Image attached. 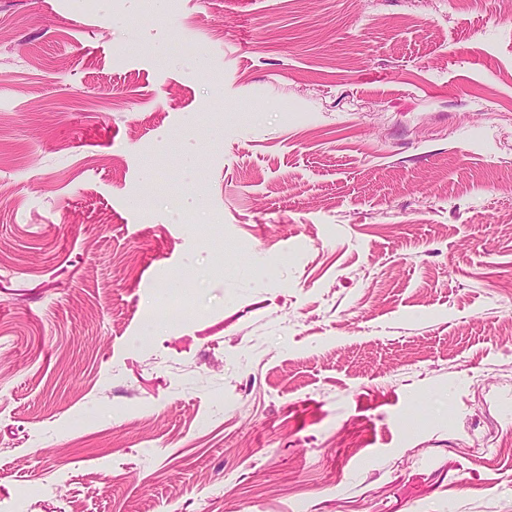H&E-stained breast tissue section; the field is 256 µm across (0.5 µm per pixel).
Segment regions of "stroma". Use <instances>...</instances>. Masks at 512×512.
Segmentation results:
<instances>
[{
  "mask_svg": "<svg viewBox=\"0 0 512 512\" xmlns=\"http://www.w3.org/2000/svg\"><path fill=\"white\" fill-rule=\"evenodd\" d=\"M0 512H512L502 0H0Z\"/></svg>",
  "mask_w": 512,
  "mask_h": 512,
  "instance_id": "1",
  "label": "stroma"
}]
</instances>
